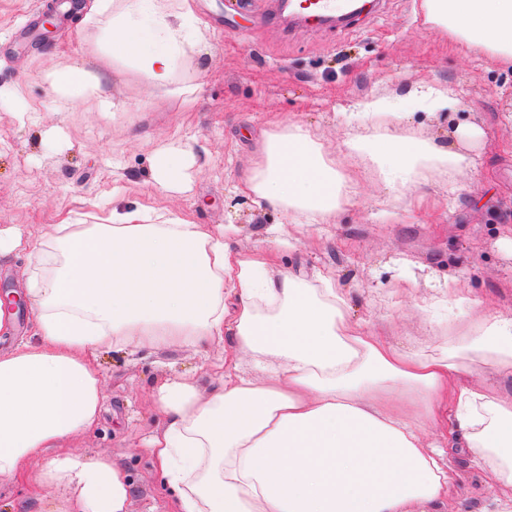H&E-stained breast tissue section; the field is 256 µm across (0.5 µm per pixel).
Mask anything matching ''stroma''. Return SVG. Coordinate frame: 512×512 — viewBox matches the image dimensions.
Here are the masks:
<instances>
[{"mask_svg":"<svg viewBox=\"0 0 512 512\" xmlns=\"http://www.w3.org/2000/svg\"><path fill=\"white\" fill-rule=\"evenodd\" d=\"M227 0H194L206 52L186 48L170 82L152 89L136 68L112 60L97 24H80V0H60L53 34L37 41L51 0H0V227L15 225L43 241L53 225L90 224L111 209L112 194L167 209L195 224L237 228L233 245L266 240L280 264L318 273L349 290L357 318L385 325L392 344L436 351L464 334L485 307L512 308V68L426 26L418 0H374L370 11L315 29L287 17L255 25L221 21ZM70 67L108 77L96 95L53 84ZM442 83L455 100L439 113L415 106L404 135L467 152L471 168L433 175L393 195L382 177L362 181L353 200L324 223L299 226L286 213L258 209L239 188L258 159L255 133L298 122L317 136L338 170L350 158L345 134L365 129L355 104L407 96L414 83ZM479 130L472 141L454 130ZM181 141L191 179L162 191L154 178L157 149ZM224 347L148 354L103 346V410L96 429L72 439L76 455L113 459L132 484L130 512H166L144 440L156 427L154 387L166 378L211 380L202 362H220ZM447 512H493L489 474L465 457ZM60 490L25 478L0 483V512H57Z\"/></svg>","mask_w":512,"mask_h":512,"instance_id":"stroma-1","label":"stroma"}]
</instances>
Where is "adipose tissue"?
Listing matches in <instances>:
<instances>
[{
  "instance_id": "adipose-tissue-1",
  "label": "adipose tissue",
  "mask_w": 512,
  "mask_h": 512,
  "mask_svg": "<svg viewBox=\"0 0 512 512\" xmlns=\"http://www.w3.org/2000/svg\"><path fill=\"white\" fill-rule=\"evenodd\" d=\"M421 9L426 23L512 66V0H421ZM85 19L152 87L201 43L191 0H91ZM361 108L372 134L354 130L342 143L355 169L338 172L305 125L278 124L257 138L244 191L259 208L316 224L370 170L393 188L470 166L435 141L398 135L409 115L383 99ZM184 154L178 142L157 150L161 189L189 182ZM152 215L138 205L96 224H59L44 248L0 228V254L26 252L49 267L27 299L32 336L0 350V482L40 459L35 479L66 490L63 512H129L132 486L116 464L62 449L99 422L96 350L218 340L224 366L209 393L186 376L155 387L160 423L146 449L169 512H439L461 479L451 457L459 448L492 474L498 512H512V389L474 384L459 364L512 376V309H489L451 350L400 347L353 318L336 281L304 283L263 242L236 249L233 225ZM428 425L440 445L426 444Z\"/></svg>"
}]
</instances>
